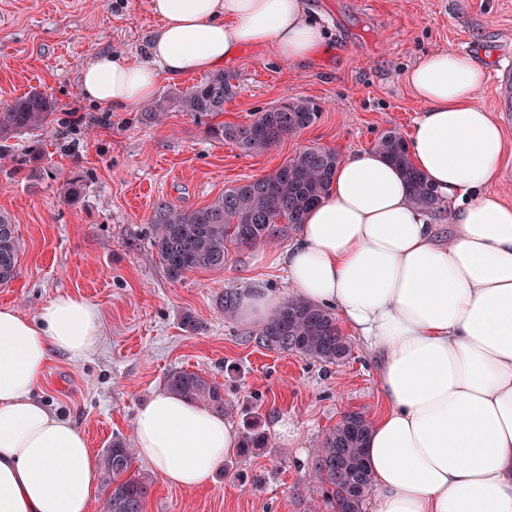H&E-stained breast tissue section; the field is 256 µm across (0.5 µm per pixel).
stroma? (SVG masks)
I'll return each mask as SVG.
<instances>
[{
    "instance_id": "obj_1",
    "label": "stroma",
    "mask_w": 512,
    "mask_h": 512,
    "mask_svg": "<svg viewBox=\"0 0 512 512\" xmlns=\"http://www.w3.org/2000/svg\"><path fill=\"white\" fill-rule=\"evenodd\" d=\"M325 42L299 64L267 46L242 49L224 74L234 93L221 123L247 124L282 101L321 107L311 127L261 153L207 133L205 121L174 99L197 75L163 79L152 98L123 111L91 104L80 71L96 55L148 58L159 21L149 0H0V103L29 91L55 103L42 129L0 149V212L23 243L0 307L35 314L61 294L104 314L101 345L75 361L52 353L38 394L84 432L102 454L119 436L133 441L138 407L186 369L223 383L226 421L258 420L269 447L228 457L210 485L185 490L155 470L145 512H330L309 462L324 435L352 410L385 409L378 361L358 337L341 363H323L256 345L252 325L227 319L224 291L266 288L288 295L283 269L260 251L229 245L223 267L171 281L152 244L162 209L195 210L224 191L278 170L302 148L345 157L371 150L379 135L410 136L423 105L406 75L427 53L470 54L486 70L476 97L505 130L509 150L492 191L512 204V88L498 76L512 61V0H310ZM165 101L161 118L152 111ZM196 329H187L185 316Z\"/></svg>"
}]
</instances>
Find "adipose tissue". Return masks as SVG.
<instances>
[{
    "label": "adipose tissue",
    "instance_id": "obj_1",
    "mask_svg": "<svg viewBox=\"0 0 512 512\" xmlns=\"http://www.w3.org/2000/svg\"><path fill=\"white\" fill-rule=\"evenodd\" d=\"M162 24L149 58L109 53L81 71L83 94L124 110L160 81L222 69L244 47L297 63L322 45L306 0H150ZM470 56L426 55L408 75L424 111L406 142L413 165L453 206L447 240L409 200L401 172L360 152L288 246L289 294L337 308L379 361L387 412L365 448L373 512H512V205L488 186L504 136L475 93ZM280 298L243 290L237 314L263 324ZM103 336L100 308L63 295L35 314L0 309V512H91L99 462L83 432L35 397L51 352L80 359ZM240 437L223 417L168 391L134 421L136 458L175 487L206 485Z\"/></svg>",
    "mask_w": 512,
    "mask_h": 512
}]
</instances>
